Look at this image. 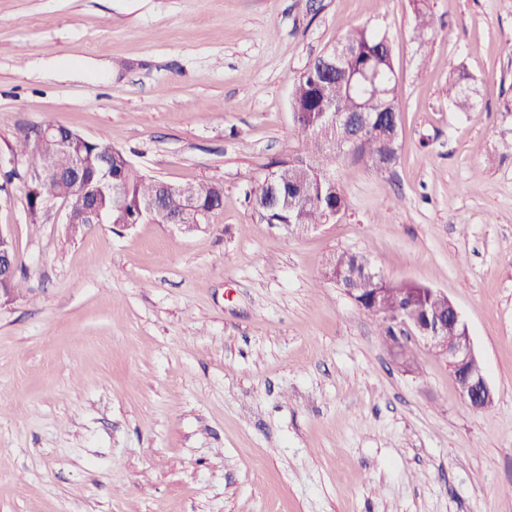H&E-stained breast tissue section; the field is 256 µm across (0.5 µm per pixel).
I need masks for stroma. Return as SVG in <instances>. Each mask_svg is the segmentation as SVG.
I'll use <instances>...</instances> for the list:
<instances>
[{
  "label": "stroma",
  "instance_id": "stroma-1",
  "mask_svg": "<svg viewBox=\"0 0 512 512\" xmlns=\"http://www.w3.org/2000/svg\"><path fill=\"white\" fill-rule=\"evenodd\" d=\"M0 0V512H512V0ZM385 34L399 158L343 159L345 209L297 236L246 194L298 153L294 79ZM467 73L475 107L448 101ZM66 126L145 175L214 181L202 229L28 214L29 129ZM16 171L12 181L1 174ZM446 291L495 391L407 372L322 277L338 251ZM14 244L8 234L0 230V283L16 272Z\"/></svg>",
  "mask_w": 512,
  "mask_h": 512
}]
</instances>
